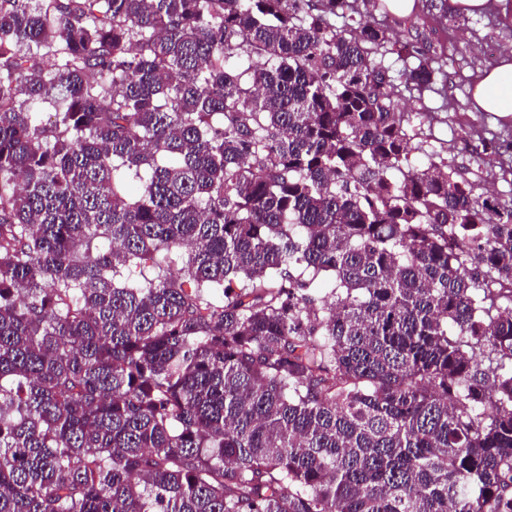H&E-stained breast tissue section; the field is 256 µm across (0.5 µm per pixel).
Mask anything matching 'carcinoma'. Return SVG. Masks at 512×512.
Returning <instances> with one entry per match:
<instances>
[{"mask_svg": "<svg viewBox=\"0 0 512 512\" xmlns=\"http://www.w3.org/2000/svg\"><path fill=\"white\" fill-rule=\"evenodd\" d=\"M374 2L0 0V512H512V204Z\"/></svg>", "mask_w": 512, "mask_h": 512, "instance_id": "obj_1", "label": "carcinoma"}]
</instances>
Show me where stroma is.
Wrapping results in <instances>:
<instances>
[{
    "label": "stroma",
    "instance_id": "obj_1",
    "mask_svg": "<svg viewBox=\"0 0 512 512\" xmlns=\"http://www.w3.org/2000/svg\"><path fill=\"white\" fill-rule=\"evenodd\" d=\"M428 6L429 0H415L413 12L393 27L394 38L412 44L418 32L430 33L438 70L435 90L406 88L398 98L400 111L434 116L415 162L426 167L429 153L445 150L449 166L465 179L500 200L512 201V115L471 109L480 76L504 51H512V0H487L481 13H451L441 20L429 14ZM487 141L495 142V150L484 149Z\"/></svg>",
    "mask_w": 512,
    "mask_h": 512
}]
</instances>
